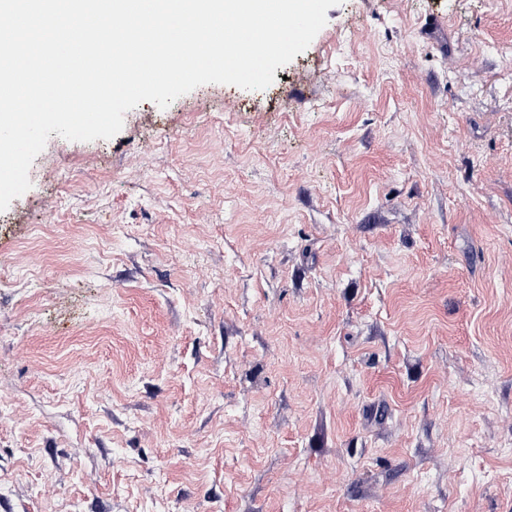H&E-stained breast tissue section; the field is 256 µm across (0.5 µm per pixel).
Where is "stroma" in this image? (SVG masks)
<instances>
[{
	"instance_id": "1",
	"label": "stroma",
	"mask_w": 512,
	"mask_h": 512,
	"mask_svg": "<svg viewBox=\"0 0 512 512\" xmlns=\"http://www.w3.org/2000/svg\"><path fill=\"white\" fill-rule=\"evenodd\" d=\"M326 16L34 159L0 512H512V0Z\"/></svg>"
}]
</instances>
